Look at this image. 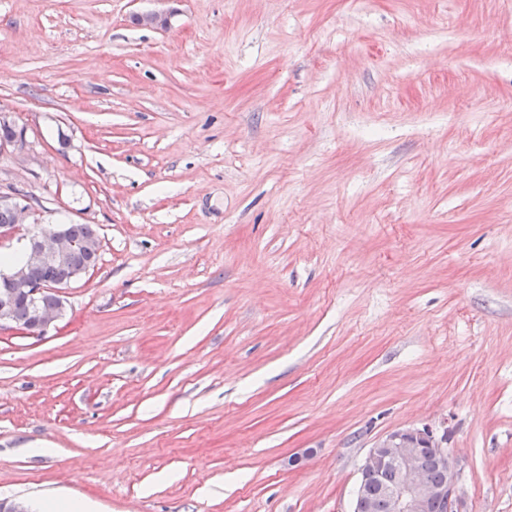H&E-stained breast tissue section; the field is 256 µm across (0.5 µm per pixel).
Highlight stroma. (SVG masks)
Returning a JSON list of instances; mask_svg holds the SVG:
<instances>
[{"label": "stroma", "instance_id": "stroma-1", "mask_svg": "<svg viewBox=\"0 0 512 512\" xmlns=\"http://www.w3.org/2000/svg\"><path fill=\"white\" fill-rule=\"evenodd\" d=\"M1 112L100 250L0 332V499L351 512L444 422L512 512V0H0Z\"/></svg>", "mask_w": 512, "mask_h": 512}]
</instances>
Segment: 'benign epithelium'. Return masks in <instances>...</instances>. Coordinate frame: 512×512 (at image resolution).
Masks as SVG:
<instances>
[{
  "label": "benign epithelium",
  "mask_w": 512,
  "mask_h": 512,
  "mask_svg": "<svg viewBox=\"0 0 512 512\" xmlns=\"http://www.w3.org/2000/svg\"><path fill=\"white\" fill-rule=\"evenodd\" d=\"M0 205L11 210L16 225L34 221V211L23 194L1 192ZM78 253L84 254L83 263L71 267L68 279L54 285L37 279L40 270L53 265H68ZM98 256V245L73 239L63 227L49 233H30L24 245L23 263L0 273V331L31 333L29 324L13 317L16 299L24 297L32 308V320L38 327L36 334H45L63 315L65 302L60 290L94 267ZM425 448L433 460L447 470L446 481L436 483L430 479L423 459ZM383 471L393 473V479L381 488L382 495L392 504V512H432L431 506L435 502L442 505L444 512H459L460 468L448 448V427L402 426L380 437L361 466L356 497H364L368 477Z\"/></svg>",
  "instance_id": "1"
}]
</instances>
